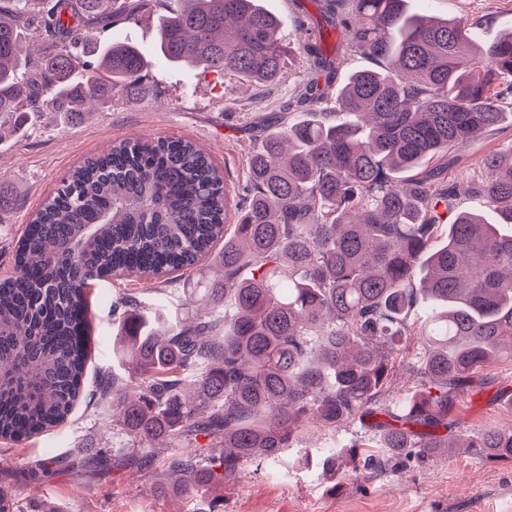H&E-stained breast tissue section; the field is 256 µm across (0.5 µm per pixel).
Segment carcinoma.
<instances>
[{"label":"carcinoma","mask_w":512,"mask_h":512,"mask_svg":"<svg viewBox=\"0 0 512 512\" xmlns=\"http://www.w3.org/2000/svg\"><path fill=\"white\" fill-rule=\"evenodd\" d=\"M318 5L300 50L312 78L300 103L336 111L280 121L248 162L240 220L212 157L185 139L114 143L76 166L26 225L15 273L0 281V437L23 441L66 422L82 393L89 284L188 271L222 244L223 275L191 289L173 324L128 300L117 334L128 379H112L107 420L124 445L98 448L112 470L169 477L166 499H200L249 465L276 458L312 428L359 421L387 449L362 467L397 468L470 448L512 459V429L462 430L459 391L502 354L512 358V143L482 161L478 184L439 188L438 157L500 125L512 98V31L479 44L468 19L411 14L405 0H293ZM162 12L155 50L167 62L274 81L287 49L259 0H0V123L26 112L69 121L137 102L143 53L110 42L115 19ZM374 67L340 71L353 56ZM425 174L404 190L395 174ZM476 194L497 216L441 205ZM429 302L418 326L409 312ZM418 389L391 406L392 369Z\"/></svg>","instance_id":"cac0c4a2"}]
</instances>
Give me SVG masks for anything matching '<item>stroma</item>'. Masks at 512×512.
<instances>
[{"label":"stroma","instance_id":"35a3bbf8","mask_svg":"<svg viewBox=\"0 0 512 512\" xmlns=\"http://www.w3.org/2000/svg\"><path fill=\"white\" fill-rule=\"evenodd\" d=\"M264 6L282 21L280 37L291 50L282 74L273 82L254 85L214 73L181 69L153 58L141 102H126L113 93L110 107L81 124L55 113L31 116L18 131L0 130V278L14 272L15 246L34 209L69 171L112 142L135 137L188 138L211 155L231 192L247 181L248 158L256 148L262 122L287 112L297 99L303 75L299 19L289 0H265ZM407 11L441 18L477 21V39L484 44L512 31V0H406ZM156 16L143 13L106 32L144 52L153 49ZM512 142V121L464 146L458 167L448 181L476 178L483 158ZM219 273L200 263L186 276L175 271L157 279L96 281L88 290L91 357L84 377L89 401L80 402L66 424L48 436L16 443L0 438V497L19 512L30 504L50 502L58 512H173L170 502L154 497V484L165 470L100 472L89 458L93 448L117 446L107 429L108 402L96 400L102 384L123 368L112 353L118 329L113 310L120 297L176 307L187 288ZM480 383L460 392L456 406L470 431L512 427V407L498 400L500 389H512V360L493 362ZM359 445L360 456L377 454L373 433L358 422L333 429H315L299 447L281 458L249 467L240 481L224 486V512H512V460L490 461L460 450L437 453L425 462L399 471L358 469L345 449ZM336 453L337 476L325 475L321 461Z\"/></svg>","mask_w":512,"mask_h":512}]
</instances>
